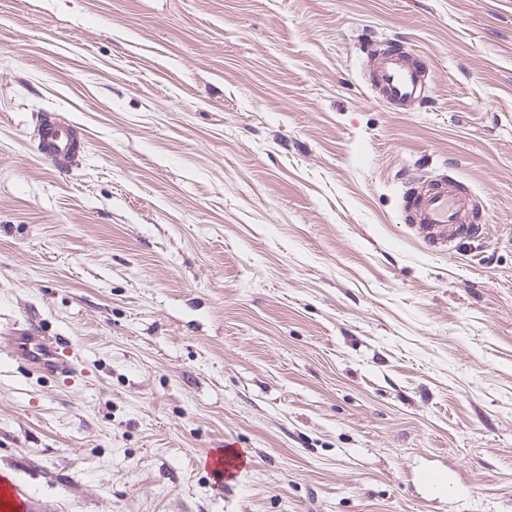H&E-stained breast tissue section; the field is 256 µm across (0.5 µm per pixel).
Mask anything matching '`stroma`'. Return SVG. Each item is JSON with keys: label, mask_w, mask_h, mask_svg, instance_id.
Segmentation results:
<instances>
[{"label": "stroma", "mask_w": 512, "mask_h": 512, "mask_svg": "<svg viewBox=\"0 0 512 512\" xmlns=\"http://www.w3.org/2000/svg\"><path fill=\"white\" fill-rule=\"evenodd\" d=\"M409 173L484 238L432 249ZM0 471L44 512H512V0H0ZM373 75L390 102L407 107L425 96L426 75L412 60L386 50L373 61ZM38 130L37 151L42 160L65 172L71 160L83 149L84 138L79 129L59 121L54 114H43ZM33 324L26 330H17L14 341L13 355L17 356L42 372L50 374H70L75 371L74 365L60 355L65 342L58 337L32 336ZM224 452H216L207 456L204 466L214 476H224V473H238L242 459L239 453L233 449L234 443H224Z\"/></svg>", "instance_id": "35a3bbf8"}]
</instances>
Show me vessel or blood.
Instances as JSON below:
<instances>
[{
	"instance_id": "b4317fda",
	"label": "vessel or blood",
	"mask_w": 512,
	"mask_h": 512,
	"mask_svg": "<svg viewBox=\"0 0 512 512\" xmlns=\"http://www.w3.org/2000/svg\"><path fill=\"white\" fill-rule=\"evenodd\" d=\"M373 75L390 102L407 107L424 97L426 75L412 60L386 51L373 61ZM84 138L79 129L59 121L54 114H43L39 121L37 151L42 160L58 171H67L71 160L83 149ZM405 208L415 226L429 242L451 245L478 238L482 225L473 220L469 202L458 186L440 182L424 188L408 182L403 193ZM13 354L42 372L70 374L72 363L60 355L65 343L58 337L32 335L30 330L18 331L13 338ZM242 459L232 446L207 456L204 466L216 476L238 473ZM39 506L28 500L23 487L9 479L0 480V512H38Z\"/></svg>"
}]
</instances>
